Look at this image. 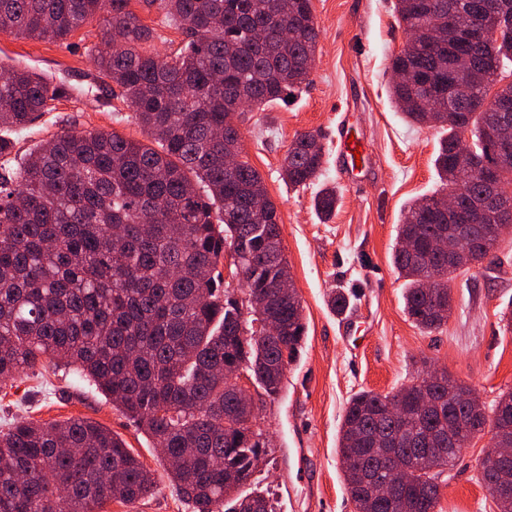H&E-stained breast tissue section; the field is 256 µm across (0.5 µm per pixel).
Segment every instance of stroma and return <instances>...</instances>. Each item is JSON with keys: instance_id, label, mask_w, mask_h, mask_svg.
Masks as SVG:
<instances>
[{"instance_id": "35a3bbf8", "label": "stroma", "mask_w": 512, "mask_h": 512, "mask_svg": "<svg viewBox=\"0 0 512 512\" xmlns=\"http://www.w3.org/2000/svg\"><path fill=\"white\" fill-rule=\"evenodd\" d=\"M395 0H312L320 27L310 85L292 102L237 116L245 159L262 176L280 216L281 237L307 325L303 350L288 368V390L257 403V425L269 440L254 484L270 489L276 512H356L337 454L343 415L358 391L387 394L424 368L447 371L472 386L485 407L512 390V230L491 262L450 283L452 313L426 331L404 310L405 280L391 262L406 206L439 186L434 153L439 130L409 124L390 96V58L405 40ZM154 33L152 49L171 54L181 31L156 8L135 0ZM98 23L65 43L0 34V61L64 82L65 97L25 130L0 131L15 148L4 163L17 167L30 148L66 130H107L139 140L143 133L119 90L92 63L101 42ZM361 135L369 155L359 171L343 162L337 128ZM321 137L324 175L339 190L336 211L322 220L313 208L316 186L293 188L281 161L297 134ZM347 296L343 313L332 292ZM95 421L120 437L149 468L157 488L132 504L112 501L103 512H193L169 481L152 440L73 368L46 359L0 386V430L15 422ZM490 436L474 439L441 476L440 512H498L479 481Z\"/></svg>"}]
</instances>
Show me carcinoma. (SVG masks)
I'll return each instance as SVG.
<instances>
[{
	"instance_id": "cac0c4a2",
	"label": "carcinoma",
	"mask_w": 512,
	"mask_h": 512,
	"mask_svg": "<svg viewBox=\"0 0 512 512\" xmlns=\"http://www.w3.org/2000/svg\"><path fill=\"white\" fill-rule=\"evenodd\" d=\"M132 0H0V34L64 43L101 19L104 47L95 63L120 89L145 141L114 131H66L36 145L16 170H0V384L13 382L44 358L75 366L162 449L166 472L194 512H221L237 494L234 512H275L270 495L251 484L254 460L265 453L253 429L254 407L225 379L240 369L268 398L286 388L288 366L306 336L297 293L277 284L290 276L280 217L264 181L248 162L224 168V153L240 138L228 113L285 100L310 83L319 39L311 0H141L158 5L185 36L182 48L160 55L147 48L152 30ZM484 0H396L408 54L392 71L414 70L439 87L423 99L414 86L394 83L404 115L422 125L442 115L434 157L441 191L478 196L483 181L460 162L456 144L469 133L475 155L494 168L505 201L479 224L441 219L426 195L409 204L392 252L405 279L404 310L424 330L448 321L451 295L443 287L457 267L429 250L435 236L472 237L469 265L494 250L512 224V149L498 151L482 127L496 112H475V93L512 97L497 86L512 61V29L489 44L458 42L448 29L480 17ZM496 55V72L475 83L462 58ZM498 90H493V87ZM66 89L31 70L0 63V128L23 130ZM324 152L314 132L299 134L286 151L283 180L307 187L322 175ZM337 192L324 184L314 208L328 219ZM234 253L232 277L261 311L244 309L219 270ZM281 326L275 339L258 334L264 317ZM430 383L440 409L424 410L415 389L392 394L362 390L349 401L338 455L356 512H437L440 475L457 454L441 436L454 419L467 441L472 409L449 406L448 380ZM512 442V391L492 409ZM380 438L400 449L409 482L386 500L362 476L391 479ZM155 488L153 472L122 439L83 418L38 424L19 421L0 431V512H100L119 498L134 503Z\"/></svg>"
}]
</instances>
